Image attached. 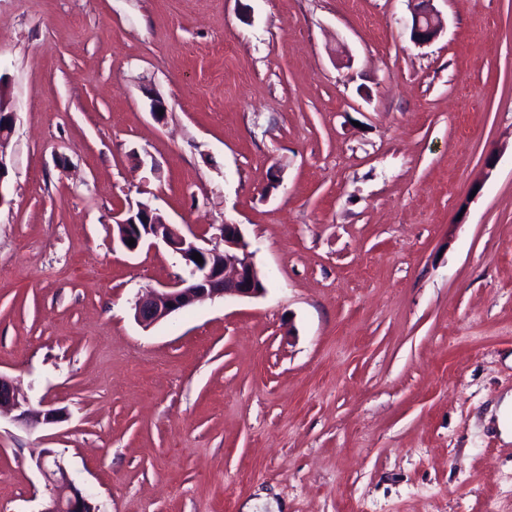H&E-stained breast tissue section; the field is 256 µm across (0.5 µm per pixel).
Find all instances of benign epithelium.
Here are the masks:
<instances>
[{
  "instance_id": "obj_1",
  "label": "benign epithelium",
  "mask_w": 512,
  "mask_h": 512,
  "mask_svg": "<svg viewBox=\"0 0 512 512\" xmlns=\"http://www.w3.org/2000/svg\"><path fill=\"white\" fill-rule=\"evenodd\" d=\"M441 31V20L431 6V0H420L411 18L413 38L419 43H427ZM16 120V107L6 98L0 80V206L7 202L3 181L8 167L3 148L15 132ZM115 226L117 239L126 251L135 253L146 244L152 246L161 242L189 268L190 277H180L167 288H150L135 300L134 319L144 329L156 326L199 300L225 296L254 298L265 291L239 224L218 225L215 236L218 243L210 247L200 244L202 236L184 234L158 209L149 206L128 211L115 220ZM131 238L135 243L130 246L128 240ZM196 252L202 257L200 263L192 259ZM3 409L14 413V421L25 426L53 424L60 419L55 409L34 413L14 381L0 374V411ZM47 456L49 459L38 461L39 470L51 485L50 503L42 512H99L91 498L69 479L62 462L50 451Z\"/></svg>"
}]
</instances>
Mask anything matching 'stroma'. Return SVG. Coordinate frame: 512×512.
I'll return each instance as SVG.
<instances>
[{
    "label": "stroma",
    "mask_w": 512,
    "mask_h": 512,
    "mask_svg": "<svg viewBox=\"0 0 512 512\" xmlns=\"http://www.w3.org/2000/svg\"><path fill=\"white\" fill-rule=\"evenodd\" d=\"M0 0V512L44 451L100 512H512V0ZM167 106L151 113V94ZM241 225L264 295L143 329L186 275L116 215ZM421 4L414 10L411 18V34L419 43L433 40L442 31V24L436 10L430 2L433 0H418ZM0 206L7 203L6 194L3 189V181L7 175L8 167L3 154L4 145L11 139L15 132L17 112L16 107L11 104L4 93V85L0 75ZM3 409L10 413L16 412L14 421L25 426L37 423L53 424L61 418L59 412L55 409L34 414L29 407L28 399L20 394L14 381L0 373V414Z\"/></svg>",
    "instance_id": "1"
}]
</instances>
